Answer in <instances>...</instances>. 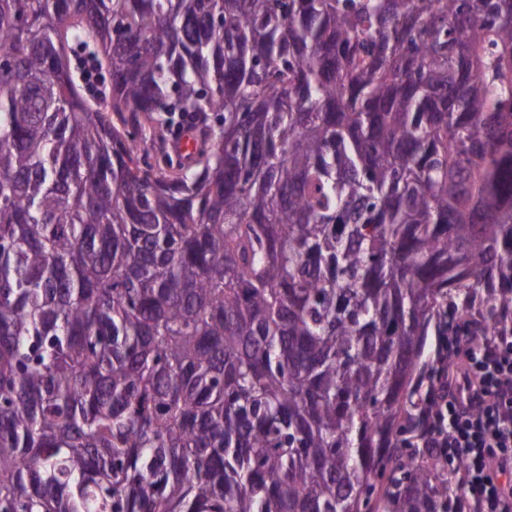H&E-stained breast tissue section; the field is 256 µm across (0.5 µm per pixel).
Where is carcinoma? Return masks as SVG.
I'll return each mask as SVG.
<instances>
[{"mask_svg":"<svg viewBox=\"0 0 512 512\" xmlns=\"http://www.w3.org/2000/svg\"><path fill=\"white\" fill-rule=\"evenodd\" d=\"M2 51L0 512H448L403 435L512 307V0H0Z\"/></svg>","mask_w":512,"mask_h":512,"instance_id":"obj_1","label":"carcinoma"}]
</instances>
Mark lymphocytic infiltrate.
Listing matches in <instances>:
<instances>
[{
  "label": "lymphocytic infiltrate",
  "instance_id": "f902f5d3",
  "mask_svg": "<svg viewBox=\"0 0 512 512\" xmlns=\"http://www.w3.org/2000/svg\"><path fill=\"white\" fill-rule=\"evenodd\" d=\"M442 351L422 388L418 445L447 460L453 512H512V308L489 331L465 321Z\"/></svg>",
  "mask_w": 512,
  "mask_h": 512
}]
</instances>
